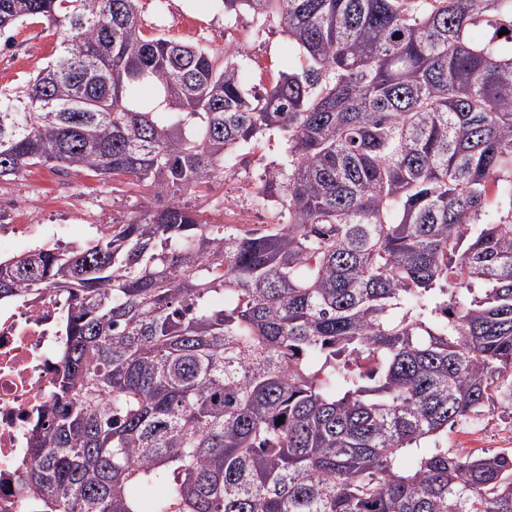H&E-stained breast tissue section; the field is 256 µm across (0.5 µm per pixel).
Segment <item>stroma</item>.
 I'll return each mask as SVG.
<instances>
[{"instance_id":"1","label":"stroma","mask_w":512,"mask_h":512,"mask_svg":"<svg viewBox=\"0 0 512 512\" xmlns=\"http://www.w3.org/2000/svg\"><path fill=\"white\" fill-rule=\"evenodd\" d=\"M145 24L165 36L219 50H229L235 61H256L246 74L247 87L269 86L294 49L278 29L256 31L249 14L225 22L214 0H139ZM58 37L46 23H27L0 33V88L9 89L36 75L54 57ZM259 167L256 159L227 168L224 182L216 186L213 199L231 205V223L249 229L261 228L267 208L250 192ZM58 170L50 164L31 168L18 179L0 182V203H16L22 214H36L39 223L57 224L68 237H80L86 225L110 222L113 216L148 206L151 196L130 191L127 185L71 176L68 185L57 183ZM478 435L463 427L448 433L452 448L471 446L476 452L495 453L512 448V406L496 405L476 422Z\"/></svg>"}]
</instances>
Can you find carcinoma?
<instances>
[{"instance_id":"obj_1","label":"carcinoma","mask_w":512,"mask_h":512,"mask_svg":"<svg viewBox=\"0 0 512 512\" xmlns=\"http://www.w3.org/2000/svg\"><path fill=\"white\" fill-rule=\"evenodd\" d=\"M139 0H0L58 55L0 90V181L52 163L155 200L0 265L68 294L27 494L43 512H512V451L448 430L512 405V0H219L296 50L247 65ZM482 25L487 36L474 41ZM271 221H224L262 144ZM157 484L148 506L132 489Z\"/></svg>"}]
</instances>
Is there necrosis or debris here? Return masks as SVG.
Masks as SVG:
<instances>
[{"instance_id":"1","label":"necrosis or debris","mask_w":512,"mask_h":512,"mask_svg":"<svg viewBox=\"0 0 512 512\" xmlns=\"http://www.w3.org/2000/svg\"><path fill=\"white\" fill-rule=\"evenodd\" d=\"M2 237L26 239L32 250L87 243L86 237L62 239L55 224H1ZM70 305L67 296L52 290L0 303V512H40L23 480L38 460L33 426L54 401L56 353L63 342L58 326Z\"/></svg>"}]
</instances>
